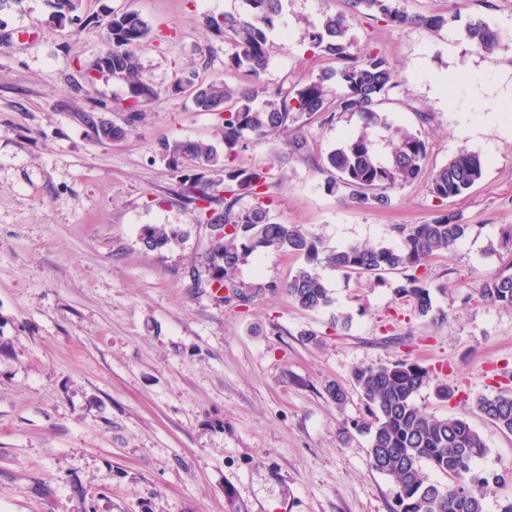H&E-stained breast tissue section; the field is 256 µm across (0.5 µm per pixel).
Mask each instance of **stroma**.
Instances as JSON below:
<instances>
[{
    "instance_id": "stroma-1",
    "label": "stroma",
    "mask_w": 512,
    "mask_h": 512,
    "mask_svg": "<svg viewBox=\"0 0 512 512\" xmlns=\"http://www.w3.org/2000/svg\"><path fill=\"white\" fill-rule=\"evenodd\" d=\"M401 5L448 23L399 26L353 14L348 0H288L262 80L290 87L335 67L300 36L346 14L356 49L393 63L399 85L381 109L426 140V169L474 150L486 159L480 183L443 202L423 177L392 191L390 207L353 206L319 171L360 124L340 111L301 118L308 157L275 161L283 140L267 137L238 161L270 167L273 221L303 225L329 248L396 246L400 225L458 213L465 238L423 270L431 318L395 295L398 272L378 286L322 270L332 303L302 310L282 289L301 260L278 251L240 263L236 281L263 287L252 303L213 288L210 230L183 204L181 175L159 145H220L214 116L173 86L224 73V41L205 18L239 11L240 0H83L80 23L65 26L48 0L0 11V512H390L393 479L372 469L365 436L342 429L364 414L353 369L405 359L446 375L456 398L426 388L417 403L467 418L487 444L476 471L505 475L484 512L512 497V434L470 404L512 379V308L477 296L483 279L512 266L500 245L512 224V0ZM126 10L152 28L137 59L158 92L132 124L125 84L84 72L104 48L105 22ZM476 18L501 31L495 55L464 40ZM465 74L502 98L496 119L450 106ZM101 118L124 126V139L98 141ZM147 224L181 236L147 250ZM336 315L349 328L333 327ZM334 383L343 405L329 396Z\"/></svg>"
}]
</instances>
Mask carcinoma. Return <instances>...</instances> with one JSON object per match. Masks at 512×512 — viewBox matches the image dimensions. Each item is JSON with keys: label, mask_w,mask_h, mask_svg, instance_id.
<instances>
[{"label": "carcinoma", "mask_w": 512, "mask_h": 512, "mask_svg": "<svg viewBox=\"0 0 512 512\" xmlns=\"http://www.w3.org/2000/svg\"><path fill=\"white\" fill-rule=\"evenodd\" d=\"M58 23L71 22L82 0H49ZM286 0H241L242 12L212 16L208 26L230 45L225 53L224 72L242 73L255 87L238 89L224 78L196 83L188 78L175 84L174 91H190L199 112H210L219 119L217 133L224 152L205 141H173L161 144V155L168 167L179 171L191 162L194 173L182 178V194L193 205L196 222L209 226L213 251L209 257L214 287L228 288L227 299L245 305L254 300L262 286L236 282L235 271L242 257L258 250H274L303 259V265L284 284L291 302L307 311L331 305L332 298L318 268L344 274L375 277L388 271L405 274L395 293L409 298L417 313L433 312L430 289L417 270L431 259L451 250L466 235L468 225L445 209L424 224L399 227L402 242L396 247L350 244L328 249L321 239L300 224H281L271 219L269 205L270 172L264 166L237 164L239 148L252 138L271 134L286 135L288 155L303 157L310 152L307 139L297 125L298 118L326 110V82L342 87L336 109L355 113L360 125L331 150L322 165L329 173L327 190L343 191L345 198L359 208H386L389 191L418 180L424 173L428 148L424 139L395 124L378 108L396 86V70L391 62L376 54L360 57L352 52L347 37L349 26L341 14L326 17L321 25L307 32L302 40L313 54L340 63L316 77L288 90L284 86L261 84L269 61V34L281 19ZM359 13L373 11L398 24L441 29L447 20L441 16L409 15L400 0H349ZM151 27L136 11L112 14L104 26L105 48L90 71L101 78L118 79L127 85L129 120L139 118L140 107L156 96L155 90L139 76L136 49L149 38ZM464 38L487 55L500 48V33L483 18L471 20ZM101 142L124 138L126 130L106 119L93 124ZM384 133L390 145L388 154L378 153L375 134ZM486 169L483 156L460 150L429 175L430 191L444 201L462 195L482 180ZM250 196L255 204L240 206ZM180 231L165 224L146 225L141 230L143 245L156 250L178 240ZM477 293L487 302L512 307V272H501L480 283ZM352 380L359 389L366 415L353 422V428L368 438L371 467L393 478L396 485L392 512H484V498L500 475H482L473 463L487 452L483 435L464 417L437 416L420 406L415 397L425 388L447 401L455 390L414 362L402 360L390 365L357 367ZM473 409L497 428L512 433V390L495 395H478ZM448 476V485L430 481L422 464Z\"/></svg>", "instance_id": "carcinoma-1"}]
</instances>
